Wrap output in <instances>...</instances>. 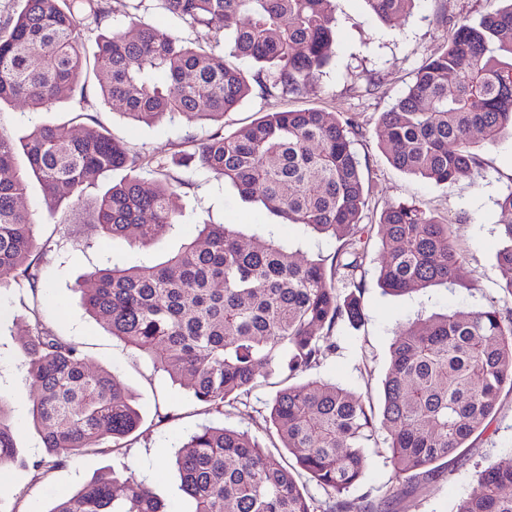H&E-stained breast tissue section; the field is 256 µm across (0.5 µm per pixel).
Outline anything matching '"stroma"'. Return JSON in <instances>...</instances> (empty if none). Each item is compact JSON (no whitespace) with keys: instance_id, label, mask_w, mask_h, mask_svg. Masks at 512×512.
Here are the masks:
<instances>
[{"instance_id":"35a3bbf8","label":"stroma","mask_w":512,"mask_h":512,"mask_svg":"<svg viewBox=\"0 0 512 512\" xmlns=\"http://www.w3.org/2000/svg\"><path fill=\"white\" fill-rule=\"evenodd\" d=\"M111 6V26L128 34H135L145 21L193 45L218 52L224 49L211 32L173 18L157 8L156 0H111ZM487 7V0H415L409 15L386 25L369 13L364 0H336L332 68L303 94L264 97L256 93L225 113L223 128L228 133L267 112L316 108L354 117L359 127L350 139L369 188L367 219L378 221L389 202L420 203L452 224L456 245L466 257L458 282L391 296L383 294L377 282L379 240L371 238L361 326L340 324L335 349L326 352L318 366L297 375V382L323 379L380 400L389 347L400 325L454 308L478 311L494 305L512 309V295L502 290L505 281L512 279V269L499 267L495 259L498 226L506 220L496 201L512 187V138L479 146L480 177L448 186L394 168L379 146L382 112L412 84L419 66L446 45L455 24L478 16ZM79 112L90 115L130 149L161 160L174 157L187 137L202 139L216 128L214 122L183 117L152 125L133 122L104 103L92 80L84 98L65 100L50 112L33 110L22 102L0 105V131L18 140L34 125L63 123ZM169 175L178 184L171 203L182 211L183 224L144 247L99 235L89 223V210L76 212L65 204L47 206L40 184L30 181L20 204L32 213L35 234L46 250L38 261V291L24 287L0 292V398L10 411L23 459L22 465L0 472V512H48L58 495L106 468L144 480L166 502L168 512H183L184 496L171 459L189 434L205 425L223 426L248 432L262 445H270L269 403L283 387L285 371L260 369L258 385L246 404L225 407L220 414L209 411L157 371L145 354L102 328L83 308L77 284L98 268L163 260L203 222L234 225L247 238L271 237L288 244L297 258L317 256L329 264L335 261L339 243L304 226L280 223L278 217L242 200L236 189L211 174L173 166ZM36 312L57 334L81 345L91 367L113 372L127 387L143 421L123 448L91 452L54 469L37 467L43 445L31 421L34 387L22 350L25 326ZM386 438V432H379L377 447L367 449L366 475L347 495L349 512H366L367 501L389 496L394 499L393 512H452L455 502L471 491L478 470L493 463H512V392L502 394L492 423L471 439L466 457L449 462L425 492L396 495L398 482L384 449Z\"/></svg>"}]
</instances>
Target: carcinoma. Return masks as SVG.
<instances>
[{
    "instance_id": "carcinoma-1",
    "label": "carcinoma",
    "mask_w": 512,
    "mask_h": 512,
    "mask_svg": "<svg viewBox=\"0 0 512 512\" xmlns=\"http://www.w3.org/2000/svg\"><path fill=\"white\" fill-rule=\"evenodd\" d=\"M0 25V105L23 101L50 111L98 83L103 100L134 122L165 117L220 121L254 91L299 95L332 62L336 0H157L192 28L224 38L228 51L191 46L142 23L130 37L108 24V0H19ZM414 0H365L393 23ZM99 34L83 48V24ZM250 59L251 74L235 63ZM349 120L309 108L269 112L233 133L224 126L184 142L173 163L224 178L242 200L285 224L304 225L340 242L335 264L295 255L275 239L245 243L226 224H203L165 261L105 267L80 288L85 310L112 335L147 355L194 400L217 413L244 403L258 369L294 376L336 347L340 322L362 321L368 189L351 147ZM380 147L397 169L438 185L480 174L477 143L512 132V3L458 22L451 39L416 71L413 83L380 118ZM23 152L27 167L16 159ZM151 159L104 127L41 124L21 140L0 133V289L39 283L31 213L19 206L28 179L45 201L80 205L89 187L126 171L97 201L99 234L145 245L181 223L174 185L141 176ZM377 280L400 296L458 281L464 257L452 225L414 202L386 204ZM499 266L512 268V220L501 225ZM344 282L349 292L337 284ZM24 347L36 388L31 417L46 457L61 466L88 451L119 448L141 414L123 382L89 366L81 347L56 334L32 310ZM512 392V315L490 305L456 310L403 326L390 345L383 401L334 383L288 384L272 400L269 421L288 455L244 431L205 426L175 452L185 512H348L346 493L366 469V448L379 430L400 492L433 480L469 451L492 420L503 391ZM23 463L0 398V471ZM307 482L325 496L319 500ZM121 484L123 493H113ZM512 465L479 471L452 512H512ZM48 512H166L150 487L103 470L53 502Z\"/></svg>"
}]
</instances>
